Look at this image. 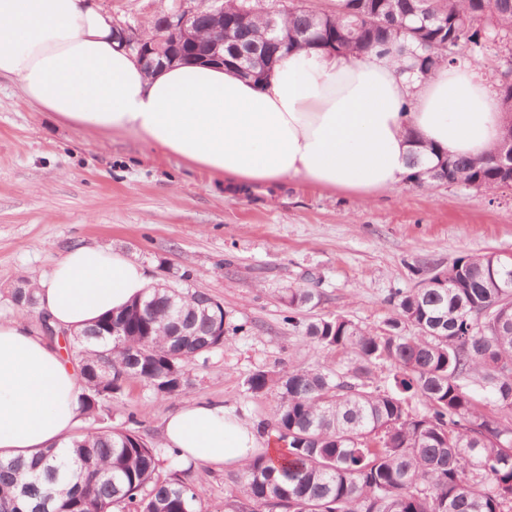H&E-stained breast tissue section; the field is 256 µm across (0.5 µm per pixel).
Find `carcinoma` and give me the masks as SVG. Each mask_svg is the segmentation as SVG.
I'll list each match as a JSON object with an SVG mask.
<instances>
[{
	"label": "carcinoma",
	"mask_w": 512,
	"mask_h": 512,
	"mask_svg": "<svg viewBox=\"0 0 512 512\" xmlns=\"http://www.w3.org/2000/svg\"><path fill=\"white\" fill-rule=\"evenodd\" d=\"M238 5L243 18L226 15L224 27L229 44L244 46L270 14ZM276 21L281 59L331 46L353 57H413L428 71L480 57L497 75L504 133L512 131V67L503 58L512 0H288ZM499 149L433 162L418 145L409 182L507 188L512 170L497 161ZM415 272L426 287L389 298L394 315L383 335L340 314L306 325L307 340L347 356L344 368L249 376L250 392L276 396L278 450L244 465L228 512H512V267L501 269L493 253L462 254L446 267L424 257ZM11 298L26 314L38 306L26 279ZM281 300L292 322L320 294L288 288ZM114 318L125 324L119 336L104 332ZM231 329L204 292L149 289L68 336L83 414L100 419L133 380L162 400L187 394L189 365L224 347ZM385 363L395 369L389 383L376 375ZM127 422L30 460L0 459V512H35L46 500L48 512H204L201 474L151 445L136 415Z\"/></svg>",
	"instance_id": "carcinoma-1"
}]
</instances>
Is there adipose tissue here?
<instances>
[{
	"mask_svg": "<svg viewBox=\"0 0 512 512\" xmlns=\"http://www.w3.org/2000/svg\"><path fill=\"white\" fill-rule=\"evenodd\" d=\"M75 129L125 131L234 187L300 179L362 197L407 179L414 142L451 156L495 147L506 114L468 65L428 75L389 55L303 50L258 83L221 65L148 74L84 0H0V78ZM153 279L101 248L69 250L37 282L38 308L80 330L141 297ZM80 385L59 350L22 318L0 320V456L60 445L80 414ZM160 445L199 466L243 467L270 438L217 401L169 414Z\"/></svg>",
	"mask_w": 512,
	"mask_h": 512,
	"instance_id": "obj_1",
	"label": "adipose tissue"
}]
</instances>
